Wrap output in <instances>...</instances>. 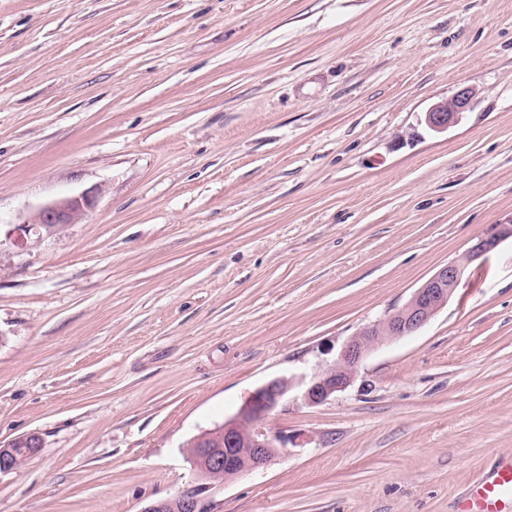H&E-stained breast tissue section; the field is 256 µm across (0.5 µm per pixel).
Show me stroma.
I'll return each mask as SVG.
<instances>
[{
  "label": "stroma",
  "instance_id": "obj_1",
  "mask_svg": "<svg viewBox=\"0 0 512 512\" xmlns=\"http://www.w3.org/2000/svg\"><path fill=\"white\" fill-rule=\"evenodd\" d=\"M510 222L512 0H0V443L43 442L0 512H458L512 460V239L467 258ZM451 262L426 325L266 417L298 444L204 483L197 435ZM473 91L463 86L450 98L433 104L425 114L426 125L434 132L441 133L456 124L472 101ZM93 205V196L88 193L77 197L56 199L41 206L29 223L46 229L75 224ZM512 238V224L498 225L497 231L490 236L478 238L468 249V260L481 258L493 251L498 245Z\"/></svg>",
  "mask_w": 512,
  "mask_h": 512
}]
</instances>
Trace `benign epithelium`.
Masks as SVG:
<instances>
[{"label": "benign epithelium", "instance_id": "1", "mask_svg": "<svg viewBox=\"0 0 512 512\" xmlns=\"http://www.w3.org/2000/svg\"><path fill=\"white\" fill-rule=\"evenodd\" d=\"M473 91L463 86L450 98L433 104L425 113L426 125L441 133L456 124L472 101ZM94 205L93 196L68 197L50 201L33 215L30 224L52 229L64 224L77 223ZM512 238V224H500L490 236L477 239L468 249V259H478ZM464 272V266L450 262L440 268L413 294L410 301L382 323L364 328L351 337L333 363L315 374L306 384L303 399L318 405L332 395L345 390L357 373L367 353L376 345L410 335L425 324L448 302ZM293 387L286 378H275L259 389L237 414L220 426L224 447L212 448V436L202 433L189 445L192 465L207 479H232L265 467L295 437L285 431L262 425ZM12 442L0 445V475L17 470ZM171 500L155 501L141 512H168ZM180 512H206L201 490L180 496L176 502Z\"/></svg>", "mask_w": 512, "mask_h": 512}]
</instances>
